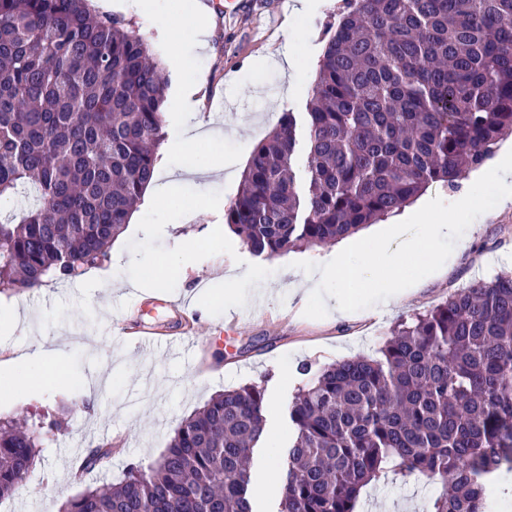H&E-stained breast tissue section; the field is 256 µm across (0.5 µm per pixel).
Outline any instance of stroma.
Listing matches in <instances>:
<instances>
[{
  "label": "stroma",
  "instance_id": "1",
  "mask_svg": "<svg viewBox=\"0 0 512 512\" xmlns=\"http://www.w3.org/2000/svg\"><path fill=\"white\" fill-rule=\"evenodd\" d=\"M140 0H122L119 12L129 31L141 36L163 69L166 82L165 138L173 140L184 120L181 89L190 73L205 76L199 117L222 132L219 144L199 143L192 159L227 161L221 175L179 176L153 206L137 207L136 224L116 240L111 263L82 279L54 280L37 291L0 293V308L26 315L10 334H0V363L26 354L37 341L56 340L76 383L40 391L18 383L0 398V418L46 411L61 414L63 428L43 437L24 482L0 502L7 512H60L63 503L87 488L122 478L132 466H148L165 451L179 423L216 393L257 383L266 390V435L252 455V477L270 474L288 446L287 407L308 381L301 364L321 368L355 356L374 358L390 330L403 319L446 301L476 279H491L512 258V203L479 216L456 242L443 274L422 279L399 300L357 311L352 318L303 314L308 275L299 261H317L331 246L294 250L266 259L254 255L224 222L255 146L286 112H305L324 45L342 0H312L310 11L294 14V0H242L209 11L210 47L191 38L197 23L183 0H158L169 25L183 36L185 66L172 64L166 39ZM191 249L186 280L170 278L159 262ZM231 269L252 271L248 282L226 292ZM149 303L146 324L160 332L192 325L208 342L197 355L158 351L140 359L135 346L115 336L127 296ZM111 448L101 467L74 477L71 462L90 449ZM438 491L425 476L412 474L368 487L356 512H429Z\"/></svg>",
  "mask_w": 512,
  "mask_h": 512
}]
</instances>
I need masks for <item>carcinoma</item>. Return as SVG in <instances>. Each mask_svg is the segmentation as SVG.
<instances>
[{"instance_id":"obj_1","label":"carcinoma","mask_w":512,"mask_h":512,"mask_svg":"<svg viewBox=\"0 0 512 512\" xmlns=\"http://www.w3.org/2000/svg\"><path fill=\"white\" fill-rule=\"evenodd\" d=\"M165 86L146 41L88 0H0V200H29L0 214V293L108 257L153 178ZM510 136L512 0H343L307 106L305 185L286 112L224 223L268 259L332 244L454 186ZM265 406L259 384L212 397L158 460L63 512H254ZM288 419L279 512H354L391 473L438 485L430 512H486L490 476L512 471V273L399 322L376 359L320 368ZM60 426L0 419V499Z\"/></svg>"}]
</instances>
